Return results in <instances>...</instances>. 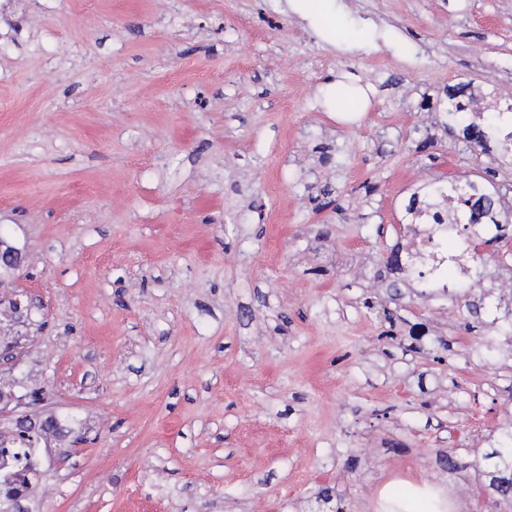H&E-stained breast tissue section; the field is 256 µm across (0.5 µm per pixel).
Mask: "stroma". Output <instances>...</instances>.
I'll return each mask as SVG.
<instances>
[{
    "label": "stroma",
    "mask_w": 512,
    "mask_h": 512,
    "mask_svg": "<svg viewBox=\"0 0 512 512\" xmlns=\"http://www.w3.org/2000/svg\"><path fill=\"white\" fill-rule=\"evenodd\" d=\"M342 2L341 45L289 0L0 8V237L44 303L12 391L94 422L43 512H381L424 481L512 512L476 461L512 431V250L481 294L388 261L435 182L512 204L497 139L448 120L512 97V0Z\"/></svg>",
    "instance_id": "35a3bbf8"
}]
</instances>
